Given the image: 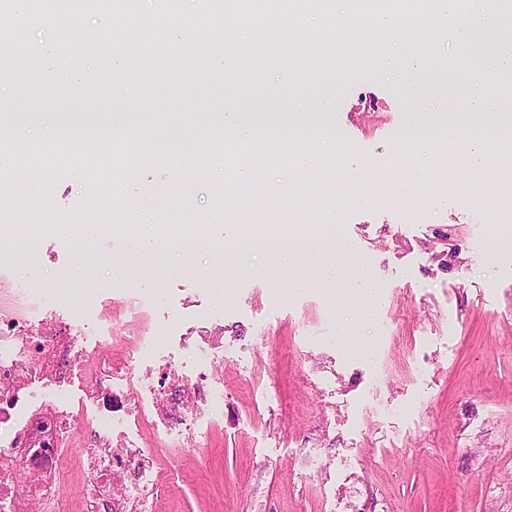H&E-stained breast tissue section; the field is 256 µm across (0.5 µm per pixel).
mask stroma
<instances>
[{
  "instance_id": "35a3bbf8",
  "label": "stroma",
  "mask_w": 512,
  "mask_h": 512,
  "mask_svg": "<svg viewBox=\"0 0 512 512\" xmlns=\"http://www.w3.org/2000/svg\"><path fill=\"white\" fill-rule=\"evenodd\" d=\"M212 2L180 0L198 19L187 26L165 20L159 0H139L119 47L84 41L103 35L102 11L33 21L27 42L51 49V62L31 59L0 86L10 111L0 137L59 140L64 112L91 151L95 128L120 112L129 147L158 140L138 158L137 183L117 192L115 173L92 206L79 162L0 167L14 210L0 256L35 286L64 272L101 288L116 330L128 298L147 297L158 346L138 370L179 408L145 414L134 394L107 407L77 374L36 390L89 417L112 414L161 471L157 488L132 489L116 512L159 502L165 512H512V237L502 210L482 205L498 193L490 157L512 144L501 132L512 81L470 78L486 57H512V33L493 12L466 47L439 31L421 45L373 33L323 70L308 52L331 32L327 13L272 48L243 20L197 69ZM391 51L421 69L419 85L382 67ZM77 57L99 63L93 81L62 80ZM449 123L479 134L447 184L436 130ZM260 128L293 136L322 168L303 190L294 165L266 153L254 204L229 206L239 169L224 143ZM408 155L423 171L413 186ZM147 208L157 225L145 224ZM170 222L182 241L164 231ZM217 224L237 225V238L213 239ZM343 240L352 250H337ZM29 249L41 262H20ZM117 279L124 292H110ZM200 346L221 351L223 367L199 362ZM203 379L223 386V410L206 404ZM178 414L193 427L181 447L161 448Z\"/></svg>"
}]
</instances>
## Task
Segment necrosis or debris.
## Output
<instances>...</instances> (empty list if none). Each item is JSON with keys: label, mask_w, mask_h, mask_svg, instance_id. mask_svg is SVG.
<instances>
[{"label": "necrosis or debris", "mask_w": 512, "mask_h": 512, "mask_svg": "<svg viewBox=\"0 0 512 512\" xmlns=\"http://www.w3.org/2000/svg\"><path fill=\"white\" fill-rule=\"evenodd\" d=\"M127 152L126 143L116 142L106 151L81 154L91 172L93 192L109 184ZM59 299L66 307L62 314L55 308ZM97 307L98 298L86 285L67 283L51 294L16 280L0 289V512H55L69 477L65 436L78 425L91 446L81 472L77 512H113L116 469L132 470L144 486L154 483L152 465L136 450L109 446L110 417L83 422L78 411L61 408L33 388L35 380L59 379L73 364L89 379L91 393L108 399L134 390L159 398V389L135 369L157 346L155 337L144 330L146 304L140 298L130 301L124 354L117 357L106 351L74 360L76 344L86 333V318Z\"/></svg>", "instance_id": "1"}]
</instances>
